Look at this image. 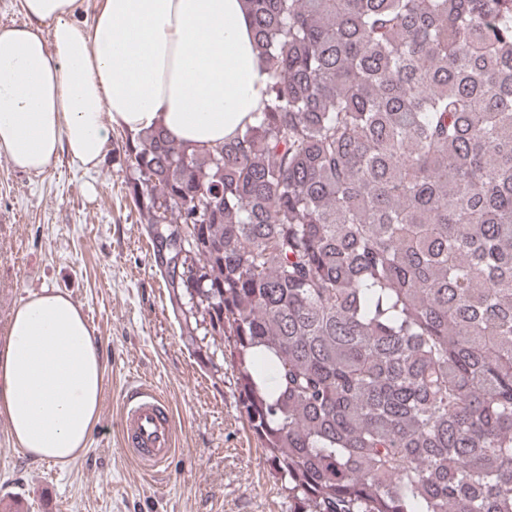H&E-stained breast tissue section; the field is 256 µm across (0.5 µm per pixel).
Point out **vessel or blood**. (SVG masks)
<instances>
[{"mask_svg": "<svg viewBox=\"0 0 512 512\" xmlns=\"http://www.w3.org/2000/svg\"><path fill=\"white\" fill-rule=\"evenodd\" d=\"M119 428L126 452L143 467H159L177 451L171 404L149 384L135 382L127 387Z\"/></svg>", "mask_w": 512, "mask_h": 512, "instance_id": "obj_1", "label": "vessel or blood"}]
</instances>
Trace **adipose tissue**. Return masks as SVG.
I'll return each mask as SVG.
<instances>
[{
    "label": "adipose tissue",
    "mask_w": 512,
    "mask_h": 512,
    "mask_svg": "<svg viewBox=\"0 0 512 512\" xmlns=\"http://www.w3.org/2000/svg\"><path fill=\"white\" fill-rule=\"evenodd\" d=\"M21 0L0 28V155L39 173L59 154L92 169L114 130L159 127L199 148L250 122L267 75L247 0ZM104 364L80 306L52 287L13 311L0 345V419L25 456L66 463L99 420Z\"/></svg>",
    "instance_id": "obj_1"
}]
</instances>
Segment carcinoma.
Here are the masks:
<instances>
[{"label":"carcinoma","instance_id":"cac0c4a2","mask_svg":"<svg viewBox=\"0 0 512 512\" xmlns=\"http://www.w3.org/2000/svg\"><path fill=\"white\" fill-rule=\"evenodd\" d=\"M253 122L125 135L288 512H512V0H250Z\"/></svg>","mask_w":512,"mask_h":512}]
</instances>
